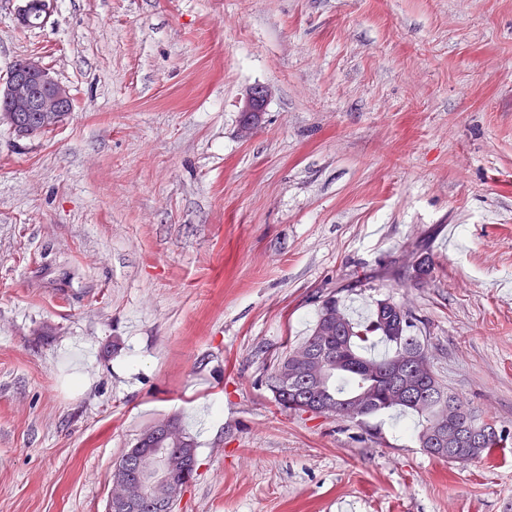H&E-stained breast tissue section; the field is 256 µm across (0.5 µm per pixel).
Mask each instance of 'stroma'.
<instances>
[{"mask_svg": "<svg viewBox=\"0 0 512 512\" xmlns=\"http://www.w3.org/2000/svg\"><path fill=\"white\" fill-rule=\"evenodd\" d=\"M22 4L0 88L36 56L74 102L40 136L0 121V512H106L168 416L197 444L174 512H512V452L454 463L417 415L268 387L320 295L390 298L512 427V0Z\"/></svg>", "mask_w": 512, "mask_h": 512, "instance_id": "stroma-1", "label": "stroma"}]
</instances>
